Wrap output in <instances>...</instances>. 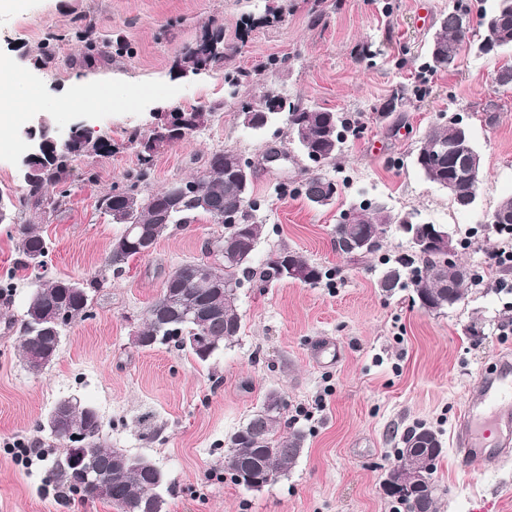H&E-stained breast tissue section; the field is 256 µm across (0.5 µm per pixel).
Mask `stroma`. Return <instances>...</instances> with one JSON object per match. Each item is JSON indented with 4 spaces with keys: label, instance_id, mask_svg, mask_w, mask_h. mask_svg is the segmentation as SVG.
I'll return each mask as SVG.
<instances>
[{
    "label": "stroma",
    "instance_id": "stroma-1",
    "mask_svg": "<svg viewBox=\"0 0 512 512\" xmlns=\"http://www.w3.org/2000/svg\"><path fill=\"white\" fill-rule=\"evenodd\" d=\"M457 0H29L24 13H0V62L22 73L36 106L16 113L0 139V190L25 191L20 161L25 132L47 121L55 136L84 128L112 143L111 153L83 157L67 180L68 204L45 220L54 274L98 275L90 315L75 322L43 372L19 357L18 326L37 283L18 267L17 235L0 224V277L14 286L0 296V512H117L112 503L59 492L46 462L59 449L40 426L54 404L77 398L97 410L102 441L153 459L170 488L168 512H405L387 495L402 433L423 422L441 433L445 454L433 478L438 512H512V454L462 467L455 454L457 414L481 370L512 352V269L491 256L504 246L491 216L512 195V86L496 81L512 51L466 50L455 66L427 68L428 45ZM87 29L101 54L85 62L73 39ZM221 30L228 54L208 71L181 75L185 53ZM61 34L58 59H34L47 33ZM125 53L112 54L114 45ZM370 46L371 59L358 51ZM262 72L229 95L224 75ZM346 117L351 128L335 162L308 161L288 133L286 114L265 130L241 123L242 104L264 86ZM394 110L383 111L389 99ZM219 105L196 133L159 151L152 189L202 173L212 152L232 150L254 166L253 214L262 231L253 267L283 248L322 268L311 286L282 281L239 291L238 341L198 362L174 346L142 350L133 333L161 292L168 272L191 261H215L224 227L206 217L171 227L121 275L103 269L123 231L98 201L138 163L132 136L146 137L159 107ZM465 125L482 156L475 208L461 210L414 164L425 135L449 117ZM286 153L280 164L268 150ZM93 170V181L81 173ZM335 179L330 205H309L299 185L312 171ZM416 214L448 229L457 257L481 281L444 312L422 309L411 289L382 292L386 261L410 253L390 225L382 248L355 261L336 247L342 214L365 202ZM334 339L337 359L311 353ZM288 403L282 431L302 430L306 447L288 475L261 490L235 484L217 465L228 436L268 391ZM32 441L41 453L21 466L7 442Z\"/></svg>",
    "mask_w": 512,
    "mask_h": 512
}]
</instances>
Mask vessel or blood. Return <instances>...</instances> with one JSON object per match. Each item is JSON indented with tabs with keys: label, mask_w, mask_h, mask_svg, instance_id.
<instances>
[{
	"label": "vessel or blood",
	"mask_w": 512,
	"mask_h": 512,
	"mask_svg": "<svg viewBox=\"0 0 512 512\" xmlns=\"http://www.w3.org/2000/svg\"><path fill=\"white\" fill-rule=\"evenodd\" d=\"M512 430V355L502 354L494 371L483 372L467 397L455 428L457 456L462 463L499 457L500 449L489 447L495 433Z\"/></svg>",
	"instance_id": "obj_1"
}]
</instances>
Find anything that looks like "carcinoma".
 Instances as JSON below:
<instances>
[{
	"instance_id": "1",
	"label": "carcinoma",
	"mask_w": 512,
	"mask_h": 512,
	"mask_svg": "<svg viewBox=\"0 0 512 512\" xmlns=\"http://www.w3.org/2000/svg\"><path fill=\"white\" fill-rule=\"evenodd\" d=\"M499 17L497 28L500 44L492 46L482 41L478 49L483 53L496 50H512V0H496L494 8L479 15L478 20L471 19L462 4H457L448 15L441 19L435 32L429 51V65L433 68H448L459 59L462 51L471 44L473 26L485 28L488 15ZM262 95L256 103L255 112L251 115L239 113L245 127L255 130V120L264 116V106L268 103L269 94ZM287 111L290 134L304 133V141L297 142L301 152L308 159L318 157L322 162L332 161L342 152L343 134L347 129L345 120L335 112L316 106H304L291 101L281 102ZM218 105L208 107L196 106L190 109L174 107L173 111L185 117V133L169 135L163 129H154L145 137L152 143V151L156 152L173 143L181 141L196 132L214 112ZM471 140L469 131L458 121H448L431 129L424 140L431 144H446L450 141ZM111 148L106 143L100 147L86 144L84 134L77 133L71 145L61 150L63 161L48 168L38 162L31 174L25 177L26 191L16 201L7 204L10 214L21 213L24 220L18 223V251L21 268L30 269V260L35 254L48 257L47 241L40 233L39 225L48 215L59 212L66 205L67 190L62 188L66 178L78 159L95 154L106 153ZM423 161L417 167L424 177L434 184L455 183L454 191L448 193L457 208L463 210L462 202L470 194L469 182L456 178L463 171L465 161L457 158H439L426 150L422 152ZM243 158L232 150L216 151L208 159L204 172L196 177L170 182L163 189L151 191L148 185L153 172V155L138 158L137 166L126 174V185L112 189L99 201V208L110 217L112 223L121 224L124 229L135 226L144 229L157 242L173 225L192 224L198 215L209 218L213 224L224 225V253H234V259L222 257L219 264L211 263L209 268L213 280L220 284L218 288H208L196 277L195 262H188L174 267L167 277L175 280L178 294L160 295L144 310L140 335L145 342L135 343L141 349L152 348L158 344L172 343L191 352L199 361L205 362L208 357L192 350L185 345V338L199 329L198 322L191 319L189 311L199 302L205 301L219 310V315L204 326L210 336L212 351L238 340L241 331V318L238 311V290L244 279L257 278L264 283H277L286 279L282 273V262L289 258L300 277L296 281L316 285L323 277L322 270L309 262L302 254L282 249L274 253L259 269L252 267V258L256 250L261 225L252 221L251 211L258 207L250 197L254 174L244 178L240 175L239 164ZM330 178L314 173L301 183L303 196L312 204L320 205L313 196L320 193ZM193 184L197 188V196L202 203L192 201L182 204V208L173 214L167 222H162L161 214L166 210L171 196L182 186ZM363 211V223L336 225V247L350 258L365 257L374 254L382 247L383 239H378L373 248L365 251L355 248L356 242L363 234L383 229L393 221L392 215L384 208L373 203L359 206ZM126 234H121L112 242L105 256L104 267L115 274L123 272L127 261L136 257L132 252L126 255V261L116 260V254L125 246ZM420 265L414 266V259L400 258L395 264L386 267L379 277L378 288L388 293L397 288H420L433 302L436 310L450 307L448 303V287L461 292L465 286L475 282V275L468 269L442 264L437 252L418 253ZM99 287L95 278L74 280L72 278L51 275L39 281L38 288L29 297L26 311L19 324L21 338L20 356L27 369L32 373L43 370L36 362L42 349V343L31 339V325L44 318L48 313L57 315H75L88 312L89 290ZM286 402L277 391L266 394L260 408L255 411L238 428L227 441V451L219 464L224 466L234 481L248 489L261 481L272 484L295 465L303 453L306 435L300 430L289 433L280 431ZM70 424L76 429H89L92 435L91 448L95 452L94 462L97 466L107 469L111 476L113 488L109 502L119 512H138L137 505L142 496L150 491V486L157 482L156 473L147 467L130 465L112 467V458L121 452L119 448H109L101 442L103 424L91 425L86 406L75 403L69 414ZM424 430L436 442L441 438L432 427L418 423L408 428L400 439L397 459L410 458L419 453V449L408 447L415 434ZM75 450L63 448L50 460L49 479L58 487L88 498H96L93 490L73 477L72 459ZM389 496L396 498L404 506L406 512H417L419 502L427 498L430 512H437L436 485L430 482L422 485L409 480L403 486H393L387 490Z\"/></svg>"
}]
</instances>
